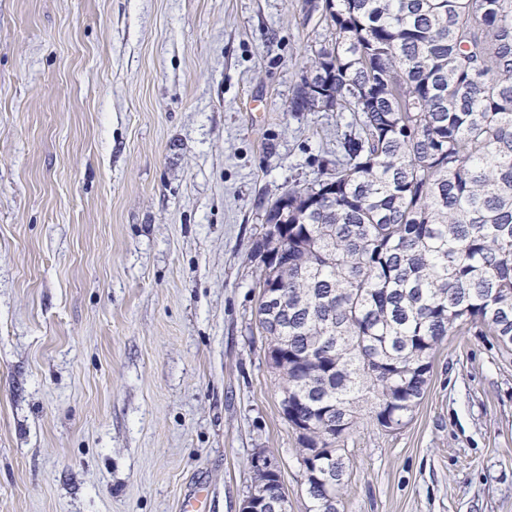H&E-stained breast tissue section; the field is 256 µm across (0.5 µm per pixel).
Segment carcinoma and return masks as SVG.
<instances>
[{"mask_svg":"<svg viewBox=\"0 0 512 512\" xmlns=\"http://www.w3.org/2000/svg\"><path fill=\"white\" fill-rule=\"evenodd\" d=\"M294 112H353L323 179L265 223L288 236L269 366L301 429L315 512H338L336 448L361 404L403 425L431 360L475 320L512 347V0H323Z\"/></svg>","mask_w":512,"mask_h":512,"instance_id":"carcinoma-1","label":"carcinoma"}]
</instances>
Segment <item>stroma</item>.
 Listing matches in <instances>:
<instances>
[{
  "label": "stroma",
  "instance_id": "1",
  "mask_svg": "<svg viewBox=\"0 0 512 512\" xmlns=\"http://www.w3.org/2000/svg\"><path fill=\"white\" fill-rule=\"evenodd\" d=\"M322 0H0V512H240L252 457L312 512L258 330L265 214L349 112H294ZM339 512H512V353L437 347Z\"/></svg>",
  "mask_w": 512,
  "mask_h": 512
}]
</instances>
